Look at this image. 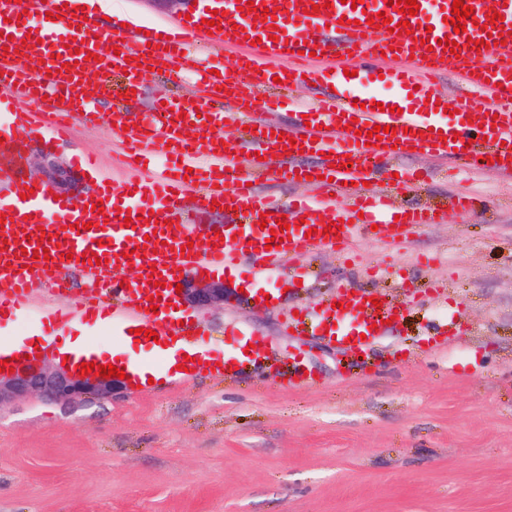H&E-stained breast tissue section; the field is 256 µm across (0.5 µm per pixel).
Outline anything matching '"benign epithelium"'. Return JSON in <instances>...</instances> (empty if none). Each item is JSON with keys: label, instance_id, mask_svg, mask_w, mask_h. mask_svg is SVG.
<instances>
[{"label": "benign epithelium", "instance_id": "obj_1", "mask_svg": "<svg viewBox=\"0 0 512 512\" xmlns=\"http://www.w3.org/2000/svg\"><path fill=\"white\" fill-rule=\"evenodd\" d=\"M184 299L197 307L224 303V285L198 283L182 289ZM80 369L38 367L23 361L14 371L0 372V408L18 400L41 398L61 404H78L89 399L110 398L118 389L119 380L94 373L78 375Z\"/></svg>", "mask_w": 512, "mask_h": 512}]
</instances>
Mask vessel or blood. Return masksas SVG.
I'll use <instances>...</instances> for the list:
<instances>
[{"instance_id": "vessel-or-blood-1", "label": "vessel or blood", "mask_w": 512, "mask_h": 512, "mask_svg": "<svg viewBox=\"0 0 512 512\" xmlns=\"http://www.w3.org/2000/svg\"><path fill=\"white\" fill-rule=\"evenodd\" d=\"M473 9V22L456 33L450 22L453 0H417L419 11L403 18L389 0H197L203 25L176 22L137 29L112 37L113 52L99 51L102 29L86 18L80 0H0V29L14 28L12 39L0 38V138L32 124L24 101H42L40 114L57 129L74 118L94 124L103 113L71 95L84 75L117 73L126 88H138L150 68L195 73L202 99L167 100L141 114L125 133L126 162L174 158L166 174L143 177L138 186L119 189L102 185L97 195L103 212L86 209L77 199L61 206L52 192L36 186L28 198L0 202V316L46 284L65 287L68 264L80 265L86 279L101 292L58 309L57 324L80 318L89 322L113 318L124 329H141L137 341L149 351L158 344L188 343L185 327L169 301L183 272L240 269L252 275L276 273L300 254L332 248L352 250L356 242L382 232L395 245L413 229L442 220L438 208L405 205L399 193H411L419 182L402 165L411 154H432L453 162L474 160L484 170L512 177V0H462ZM219 15H212V5ZM274 10V24L258 26L255 10ZM386 13L394 31L368 19ZM54 15L52 28L37 18ZM214 25H207V18ZM409 28H401L402 20ZM237 50L234 69L213 57L189 53L188 41ZM457 42L450 54L441 39ZM320 66H313L314 54ZM391 60L388 69L376 61ZM353 60L355 76L342 61ZM39 71H32L31 62ZM456 75L463 104L445 115L440 79ZM393 87L390 95L368 92L374 76ZM315 83L323 97L305 106L285 132L291 146L271 137L274 125L257 112L261 90L302 81ZM249 126L241 141L225 139V125ZM383 126L375 145L365 134ZM317 151L324 158L312 168L296 167L300 152ZM270 176L291 181L317 177L318 199L281 203L259 189ZM195 201L194 222L204 221L214 205L224 207V228L209 240H196L183 221V201ZM149 206H141V199ZM61 217L66 231L50 223ZM131 225H124V217ZM285 218L286 228L276 226ZM338 233H328L330 222ZM40 258H32V251ZM95 259L84 262L85 254ZM135 266L139 276L121 287V272ZM364 289L339 287V308L324 305L317 313L300 310L316 335L353 354L365 352L388 331L394 309L383 293L367 301ZM157 340H149L146 330Z\"/></svg>"}]
</instances>
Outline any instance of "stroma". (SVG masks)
Listing matches in <instances>:
<instances>
[{"label":"stroma","mask_w":512,"mask_h":512,"mask_svg":"<svg viewBox=\"0 0 512 512\" xmlns=\"http://www.w3.org/2000/svg\"><path fill=\"white\" fill-rule=\"evenodd\" d=\"M127 23L163 25L189 0H111ZM191 79L150 75L138 98L100 104L128 118L159 97L187 94ZM23 164L0 193H18L53 164L82 194L139 180L124 169L121 129L74 124L67 138L40 125L16 132ZM421 200L445 207L402 245L361 241L356 259L334 250L297 257L306 285L265 280L271 305L225 282L223 304L187 308L200 345L222 351L226 335L261 340L257 366L233 376L202 369L181 381L130 387L112 399L62 406L40 399L0 409V512H512V180L428 155ZM477 192L479 217L449 208ZM45 288L0 319V338L81 336L82 321L50 328L84 279ZM378 287L404 311L364 354L367 369L335 346L284 324L338 286ZM454 316V332L425 324ZM301 365H294V355Z\"/></svg>","instance_id":"35a3bbf8"}]
</instances>
